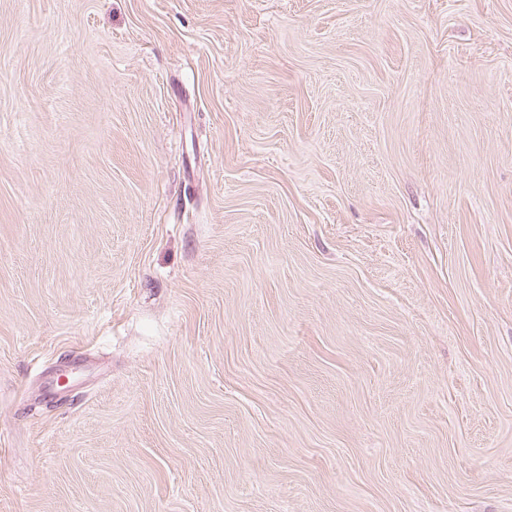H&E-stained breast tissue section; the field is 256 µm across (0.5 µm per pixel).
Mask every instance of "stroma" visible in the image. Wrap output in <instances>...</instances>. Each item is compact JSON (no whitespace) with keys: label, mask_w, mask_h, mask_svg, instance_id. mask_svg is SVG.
<instances>
[{"label":"stroma","mask_w":512,"mask_h":512,"mask_svg":"<svg viewBox=\"0 0 512 512\" xmlns=\"http://www.w3.org/2000/svg\"><path fill=\"white\" fill-rule=\"evenodd\" d=\"M0 512H512V0H0Z\"/></svg>","instance_id":"1"}]
</instances>
